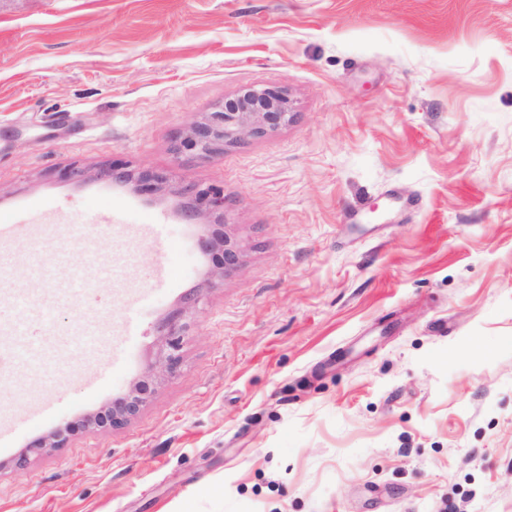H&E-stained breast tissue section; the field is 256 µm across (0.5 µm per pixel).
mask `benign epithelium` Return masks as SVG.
<instances>
[{
	"label": "benign epithelium",
	"instance_id": "1",
	"mask_svg": "<svg viewBox=\"0 0 512 512\" xmlns=\"http://www.w3.org/2000/svg\"><path fill=\"white\" fill-rule=\"evenodd\" d=\"M293 119V107L287 90L276 87L251 86L225 99L224 106L214 112L203 113L202 118L182 135L179 150L194 158L204 159L241 143L248 137L273 134ZM142 193L169 190L176 194H191L188 216L201 225L209 218L224 212V193L212 189L172 186L159 174H145L137 179ZM202 251L212 255V274L220 279L237 268L242 249L221 229H213L200 238ZM186 325L172 318L160 328L161 348L157 364L148 378L134 385L121 401L93 413L76 424L57 429L37 440L33 447L62 448L71 436L81 430H112L130 421L152 393V382L163 376H174L181 366V345Z\"/></svg>",
	"mask_w": 512,
	"mask_h": 512
}]
</instances>
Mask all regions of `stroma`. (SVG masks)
<instances>
[{
    "label": "stroma",
    "mask_w": 512,
    "mask_h": 512,
    "mask_svg": "<svg viewBox=\"0 0 512 512\" xmlns=\"http://www.w3.org/2000/svg\"><path fill=\"white\" fill-rule=\"evenodd\" d=\"M256 85L288 127L176 152ZM114 163L223 191L241 265L214 283L189 197ZM2 216L0 423L58 413L0 450V512H512V0H0ZM177 313L180 371L127 425L29 454Z\"/></svg>",
    "instance_id": "stroma-1"
}]
</instances>
